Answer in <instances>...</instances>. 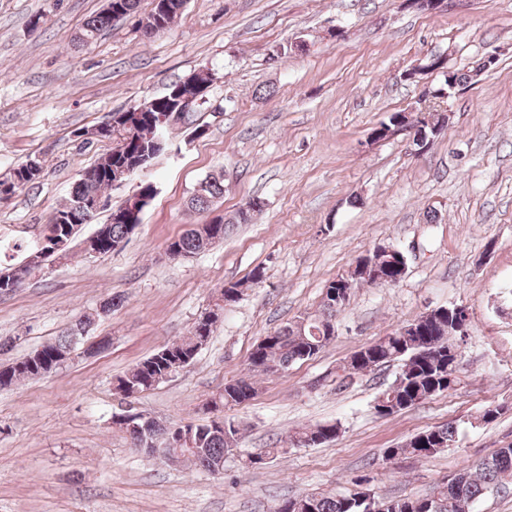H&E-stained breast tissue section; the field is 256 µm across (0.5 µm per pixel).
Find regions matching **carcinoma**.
<instances>
[{
	"instance_id": "carcinoma-1",
	"label": "carcinoma",
	"mask_w": 512,
	"mask_h": 512,
	"mask_svg": "<svg viewBox=\"0 0 512 512\" xmlns=\"http://www.w3.org/2000/svg\"><path fill=\"white\" fill-rule=\"evenodd\" d=\"M165 10L159 12L161 21L160 31L170 28L174 19L181 13L185 0H165ZM114 20L113 12L107 8L101 13L87 20L78 41L85 45H92ZM175 85H170L168 91L157 97L156 106L150 110L149 116L137 120L133 117L128 121L112 125V153L107 154L90 167V171L97 169L107 162L114 164L130 157L137 156L146 159L145 165L152 164L158 151L150 148L145 135L153 134L165 136L166 127L159 124L160 116L168 109L167 98ZM22 179L21 167L13 169L10 177L0 180V199H8L26 185L32 183ZM112 186V182L104 177H89L80 175L75 187L67 201L54 213L50 224L46 225L43 238L42 262H47L55 255L52 245L55 239L63 235L64 225L58 223L59 218H65L70 224H89L95 214L80 205L82 200L89 196H101L103 190ZM156 193V187L151 182L141 183L139 190L128 197L122 207L128 212L129 222H108L99 225L106 229L109 240L118 244L123 242L133 230L141 224L142 213L149 205ZM224 196L223 180L209 177L203 180L189 199V207L194 211H207L215 201ZM261 208V201L253 202V207L245 212H239L234 217L226 219L216 216L209 221L213 231H208L205 224H193L177 238L170 240L169 248H175L182 254H195L208 249L213 243L224 239V234L233 224H247L251 221V213ZM374 264L383 268L384 274L395 279L400 275V268L389 260L384 252L371 254ZM336 290V281L326 286V293L322 299L321 312L313 318L295 320L276 329L265 336L262 343L256 344L248 357L247 370L249 375L224 386V392L211 398L223 406L240 405L253 399L258 389L253 378L257 375H266L268 371L263 365L268 362H277L289 365L297 360H303L316 355L331 341V337L322 332V328L335 320L341 307L336 305V298L331 292ZM101 318L100 313H85L80 315L69 330L62 333L52 341L43 343L35 352L43 355L46 360H53L63 352L73 349V337L86 336L93 329L96 321ZM414 332L405 336L401 329L387 333L378 339L362 345L346 361L342 372L348 378L363 374L369 370L390 362L400 363V371L395 380L382 389L376 400H384L391 405L389 414H397L411 408L420 402L437 394L448 392L460 383V365L448 362V353L459 348L457 332L448 316V310L440 307L428 317H417L407 323ZM198 328H193L190 336L163 347L136 364L125 376L128 382L139 383L140 391L153 388L142 380L160 375L164 372L173 375L181 369L176 364V358L186 355L197 348ZM36 374L29 370L17 369L15 362L0 365V388H9L24 380H33ZM188 428L194 430L196 447L203 449V455L208 465L214 468H224V453L239 440L240 428L230 423L223 429H216L212 423L189 424ZM173 427L165 426L156 420H151L145 431L140 434H131L134 445L143 448L153 445L157 439L163 440L166 447L162 451L169 452L167 447ZM456 428L451 424L432 427L414 435L405 443L392 449V456H415L428 458L448 450L449 443L455 441ZM512 485V445L497 449L490 457L474 466H465L448 482L433 486L424 495L403 499H377L362 498V492L355 491L350 494H334L329 492H311L302 496L307 506V512H366L367 503H372L373 512H472L474 504L490 489H505Z\"/></svg>"
}]
</instances>
